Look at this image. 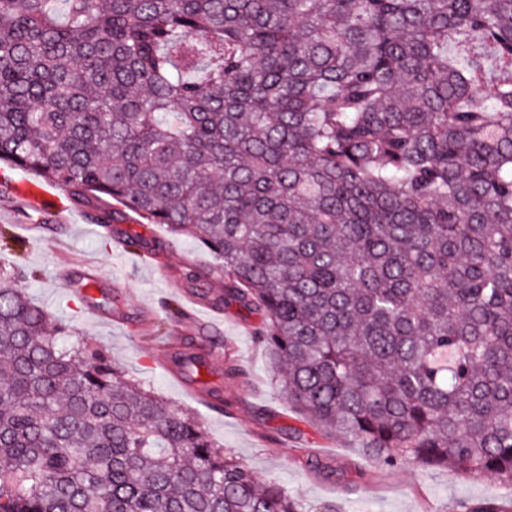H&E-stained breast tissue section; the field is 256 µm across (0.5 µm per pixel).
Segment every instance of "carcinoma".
I'll return each instance as SVG.
<instances>
[{
    "instance_id": "carcinoma-1",
    "label": "carcinoma",
    "mask_w": 512,
    "mask_h": 512,
    "mask_svg": "<svg viewBox=\"0 0 512 512\" xmlns=\"http://www.w3.org/2000/svg\"><path fill=\"white\" fill-rule=\"evenodd\" d=\"M17 168L200 243L180 277L261 317L319 432L512 486V0H0ZM33 277L0 268V512H306Z\"/></svg>"
}]
</instances>
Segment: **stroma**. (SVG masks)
<instances>
[{"mask_svg": "<svg viewBox=\"0 0 512 512\" xmlns=\"http://www.w3.org/2000/svg\"><path fill=\"white\" fill-rule=\"evenodd\" d=\"M1 225L18 242L0 250V265L37 271V278L25 281L24 287L67 326L70 337L101 347L128 377L153 388L171 405L195 413L210 436L258 480H276L309 512H324L328 504L335 505L336 512H460L464 503L512 502V487L495 479L467 480L447 469L420 473L403 465L381 466L362 458L349 443L315 431L272 380L256 340L260 318L234 305L214 313L207 304L222 295L221 285L172 278L173 267L209 263V255L192 240L172 238L158 224L124 220L121 230L165 245L164 262L148 264L140 251L106 245L79 221L42 222L36 214L20 210L1 213ZM87 273L96 278L94 294L103 310L122 303L124 323L106 324L70 303L74 282ZM169 300L197 317L182 337L186 345L202 336L228 346L247 369L246 380H228L223 360H209L202 379L224 399V410L208 407L166 368V339L149 341L141 332V310H163Z\"/></svg>", "mask_w": 512, "mask_h": 512, "instance_id": "obj_1", "label": "stroma"}]
</instances>
